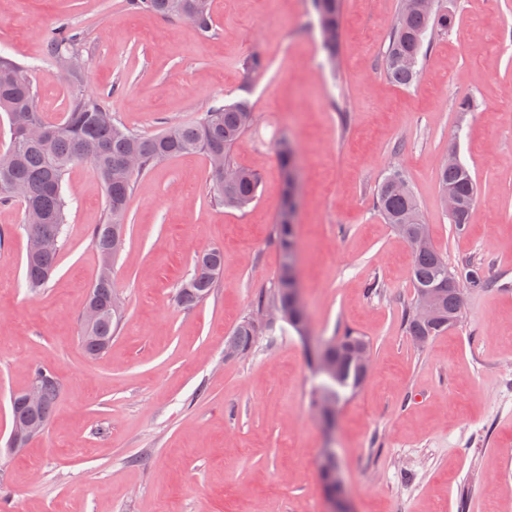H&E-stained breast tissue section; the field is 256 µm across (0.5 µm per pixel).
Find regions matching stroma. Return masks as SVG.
Here are the masks:
<instances>
[{
	"mask_svg": "<svg viewBox=\"0 0 512 512\" xmlns=\"http://www.w3.org/2000/svg\"><path fill=\"white\" fill-rule=\"evenodd\" d=\"M399 3L342 0L336 71L310 0H212L207 34L127 0H0V54L30 66L46 120L62 119L73 94L49 54L64 22L79 37L84 93L137 134L248 98L255 121L233 155L260 175L241 210L214 201L199 153L136 177L112 267L123 316L97 357L79 342V315L98 271L99 178L86 164L66 174L57 269L36 293L23 284L24 205L0 202V512H326L327 448L354 512H512V0H437L453 25L431 38L410 88L382 67ZM255 53L265 67L250 74L241 63ZM464 100L471 111H459ZM284 133L297 150L310 334L349 329L370 343V374L330 431L294 331L262 337L244 358L224 354L279 274ZM452 146L476 184L461 230L437 180ZM392 168L449 266L477 264L489 283L421 346L403 320L415 298L411 249L374 206ZM213 247L224 253L213 296L178 306L177 288ZM38 366L62 382L55 412L25 448L6 451L11 397Z\"/></svg>",
	"mask_w": 512,
	"mask_h": 512,
	"instance_id": "stroma-1",
	"label": "stroma"
}]
</instances>
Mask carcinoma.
<instances>
[{"label": "carcinoma", "mask_w": 512, "mask_h": 512, "mask_svg": "<svg viewBox=\"0 0 512 512\" xmlns=\"http://www.w3.org/2000/svg\"><path fill=\"white\" fill-rule=\"evenodd\" d=\"M317 16L318 27L327 26L334 33L329 43H322L326 59L336 55L339 44L341 0H311ZM137 11H146L164 18L189 19L198 31L212 29L210 0H129ZM405 10L396 22L383 56L387 78L398 86L415 85V69L429 38L437 32L448 31V14L432 13L425 9ZM76 37L62 26L55 28L50 38V56L56 68L68 80L79 86L81 74L69 69L68 59L75 54ZM33 83L28 67L0 55V112L6 114L10 127V144L0 154V198L10 199V186L21 185L26 190L24 199V226L29 239L25 262V286L36 291L46 285L57 267L60 241L65 232L67 201L64 176L78 163L90 165L103 184L107 204L105 222L91 231L93 245L100 258V273L91 286L88 301L97 306L96 323L84 330L81 341L85 352L91 356L104 353L112 344V336L121 317L112 314V260L125 228V217L133 190L134 174L120 166V160L134 153L140 160L138 172L142 173L158 162V156L173 159L180 155L198 152L203 154L212 173L214 198L228 208L243 209L257 196L259 174L239 168L240 177L229 189L224 188V168H234L230 149L245 133L252 120L251 104L241 98L232 103L209 108L189 124L168 127L153 136L134 134L116 122L104 102L79 90L71 98L68 112L57 123H47L37 112ZM39 124L46 128L47 137L40 142H29L24 127ZM278 155L284 173L294 166L292 143L284 135L278 140ZM407 183L402 172L392 169L378 185L376 207L398 234L406 237L411 230L424 224L416 198L409 187L396 189L393 182ZM441 193H452L460 203L457 214L450 222L461 229L468 224L476 200L475 182L470 170L461 162L438 171ZM295 225L278 218L276 237L281 256H286L294 245ZM224 267V253L211 248L195 261L191 277L178 288L175 299L182 307H193L207 301L214 293L219 275ZM410 277L413 288H438L441 292V310L430 325L420 323L414 309L405 312L404 322L411 336L432 338L450 327L448 319L459 315L460 299L448 281L458 279L464 289L478 291L488 287L480 267L466 263L455 269L448 266L447 258L437 249L412 252ZM288 302L287 293L276 287L259 297L253 313L242 320L227 339V347L239 353L252 351L255 337L274 329V323L264 318L265 310L274 302ZM361 382L354 369L334 376L322 375L313 393V399L326 393L339 402L354 395ZM61 391V383L48 388L44 403L37 410H29L14 397L12 416L14 423L25 425L33 420L45 427L54 411Z\"/></svg>", "instance_id": "obj_1"}]
</instances>
